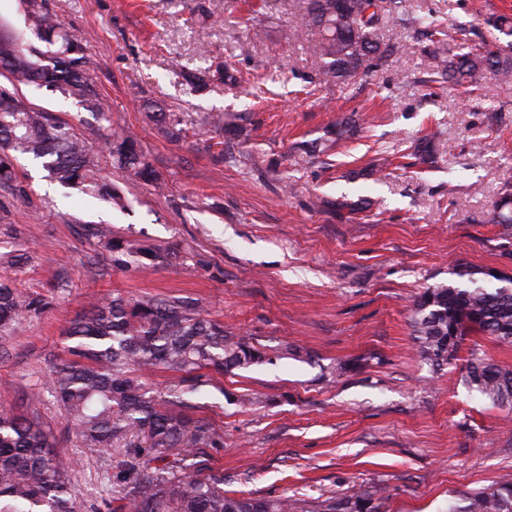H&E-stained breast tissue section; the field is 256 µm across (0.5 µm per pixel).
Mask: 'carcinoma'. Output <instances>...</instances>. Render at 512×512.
Segmentation results:
<instances>
[{"label": "carcinoma", "instance_id": "obj_1", "mask_svg": "<svg viewBox=\"0 0 512 512\" xmlns=\"http://www.w3.org/2000/svg\"><path fill=\"white\" fill-rule=\"evenodd\" d=\"M25 26L34 39L0 19V68L13 87L0 89V190L26 198L8 152L41 163L52 182L76 187L107 202L119 199L100 176L88 139L104 143L106 152L136 181L159 183L137 138L100 124L78 129L25 104L17 94L36 86L73 100L96 116L109 105L85 74L84 39L70 33L45 7V0H20ZM300 28L316 38L319 68L329 79L345 83L376 71L398 55L400 46L379 37L384 20L406 17L435 37L425 69L429 82H452L466 90L486 75L512 79V20L498 16L488 25L507 40L497 50L474 46L448 48V28L428 16H410L406 0H301ZM162 133L179 141L181 117L158 113ZM491 224H512V185H505ZM102 248L121 257L156 258L157 249L112 239L97 227ZM459 281L429 287L413 307L411 327L422 358L435 367L459 360L470 333L512 347V288L483 269L461 267ZM46 303L0 276V338L16 332L29 318L43 313ZM67 357L46 374L44 390L62 406L69 429L86 448L111 451L124 444L126 460L115 478L123 482L129 512H295L288 498L231 496L224 491V473L208 464L207 449L221 443V434L205 418L190 414L191 400L208 383L201 371L218 374L244 370L266 354L245 338L231 336L224 324L200 313L189 296L130 301L122 296L92 302L65 331ZM165 370L179 382L157 398L144 377ZM464 382L493 405L512 404V370L484 354L471 351ZM59 439L37 411L15 415L0 411V512H74L70 488L72 469L57 452ZM170 456L154 471L140 468L142 455ZM380 491L355 493L324 501L316 512H379ZM449 512H512V474L452 505Z\"/></svg>", "mask_w": 512, "mask_h": 512}]
</instances>
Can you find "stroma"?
<instances>
[{
  "instance_id": "1",
  "label": "stroma",
  "mask_w": 512,
  "mask_h": 512,
  "mask_svg": "<svg viewBox=\"0 0 512 512\" xmlns=\"http://www.w3.org/2000/svg\"><path fill=\"white\" fill-rule=\"evenodd\" d=\"M88 37L109 127L134 133L164 182L129 180L109 155L100 174L125 196L116 206L50 184L35 161L15 168L29 200L0 191V251L28 255L20 288L48 303L0 339V409L30 410L64 331L91 298L190 296L203 315L266 352V362L208 373L194 416L221 433L210 449L224 487L307 505L380 489V512H448L512 473V406L468 391L458 367L418 353L410 316L425 288L460 265L512 273V224L488 217L512 176V82L488 77L471 94L423 82L427 40L393 19L400 52L347 84L315 67L316 44L289 39L299 0H47ZM409 13L484 41V20L512 17V0H407ZM239 79L192 90L202 61ZM25 101L57 118L94 122L46 90ZM176 112L181 141L150 115ZM357 134L336 140L337 121ZM431 139L433 162L413 155ZM362 203L350 212L348 203ZM160 247L158 260L113 263L92 234ZM64 438L76 512L110 499L105 469L121 452L66 436L52 399L38 408Z\"/></svg>"
}]
</instances>
